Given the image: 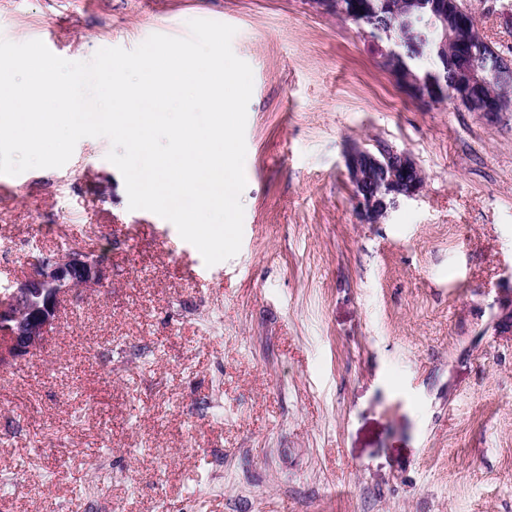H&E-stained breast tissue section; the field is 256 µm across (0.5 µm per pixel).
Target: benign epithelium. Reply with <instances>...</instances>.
Wrapping results in <instances>:
<instances>
[{"instance_id": "7a95c632", "label": "benign epithelium", "mask_w": 512, "mask_h": 512, "mask_svg": "<svg viewBox=\"0 0 512 512\" xmlns=\"http://www.w3.org/2000/svg\"><path fill=\"white\" fill-rule=\"evenodd\" d=\"M423 7L425 10L415 13L393 5L390 15L401 25L412 27L420 23L434 33L433 52L454 68V80L449 86L440 85L421 95L409 79L398 77L396 83L409 97L426 106L449 99L465 110L479 97L484 112H512V100L486 93L488 81L471 42L449 41L448 0H426ZM342 16L360 32L368 36L374 32L363 10L344 8ZM343 162L353 186L354 208L365 224L381 223L399 201L416 198L425 186V175L413 156L385 142L376 143L373 150L351 142L344 149ZM379 169L386 171L384 188L363 189L372 171ZM109 277V267L100 256L83 247H72L62 254L42 258L31 272L15 279L0 297V368L7 369L43 347L67 297L98 287Z\"/></svg>"}]
</instances>
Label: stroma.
Instances as JSON below:
<instances>
[{
    "mask_svg": "<svg viewBox=\"0 0 512 512\" xmlns=\"http://www.w3.org/2000/svg\"><path fill=\"white\" fill-rule=\"evenodd\" d=\"M192 19L253 71L241 249L129 210L105 138L0 174V294L75 245L112 270L0 368V512H512V112L410 99L308 0H0L70 61ZM378 140L426 184L363 224L343 151Z\"/></svg>",
    "mask_w": 512,
    "mask_h": 512,
    "instance_id": "1",
    "label": "stroma"
}]
</instances>
